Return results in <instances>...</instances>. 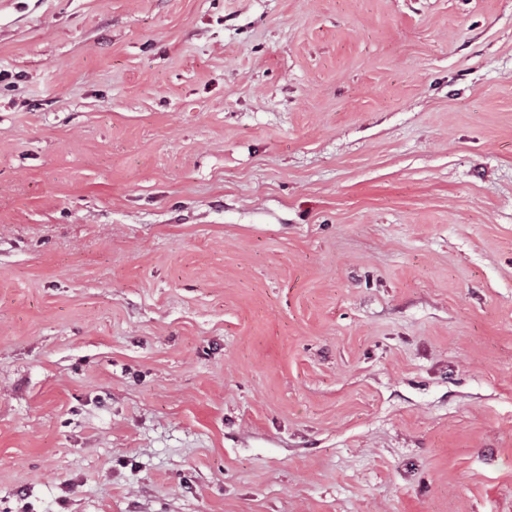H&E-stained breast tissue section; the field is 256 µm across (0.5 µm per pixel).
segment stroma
Segmentation results:
<instances>
[{
  "label": "stroma",
  "mask_w": 512,
  "mask_h": 512,
  "mask_svg": "<svg viewBox=\"0 0 512 512\" xmlns=\"http://www.w3.org/2000/svg\"><path fill=\"white\" fill-rule=\"evenodd\" d=\"M0 512H512V0H0Z\"/></svg>",
  "instance_id": "35a3bbf8"
}]
</instances>
